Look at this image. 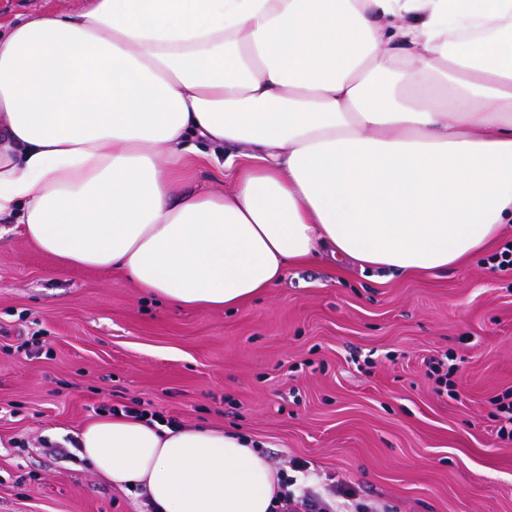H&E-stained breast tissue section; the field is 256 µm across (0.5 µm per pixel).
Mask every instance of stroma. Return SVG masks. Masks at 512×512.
<instances>
[{
    "label": "stroma",
    "instance_id": "35a3bbf8",
    "mask_svg": "<svg viewBox=\"0 0 512 512\" xmlns=\"http://www.w3.org/2000/svg\"><path fill=\"white\" fill-rule=\"evenodd\" d=\"M511 241L436 275L321 255L228 311L62 267L1 219L0 512H149L72 445L103 407L137 405L241 429L334 512H512L494 406L512 392V271L491 260ZM444 357L453 397L427 368Z\"/></svg>",
    "mask_w": 512,
    "mask_h": 512
}]
</instances>
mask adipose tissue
<instances>
[{
  "instance_id": "obj_1",
  "label": "adipose tissue",
  "mask_w": 512,
  "mask_h": 512,
  "mask_svg": "<svg viewBox=\"0 0 512 512\" xmlns=\"http://www.w3.org/2000/svg\"><path fill=\"white\" fill-rule=\"evenodd\" d=\"M226 148L224 194L185 190ZM64 265L235 308L328 250L438 274L512 224V0H85L0 29V217ZM156 512H273L245 433L105 415Z\"/></svg>"
}]
</instances>
